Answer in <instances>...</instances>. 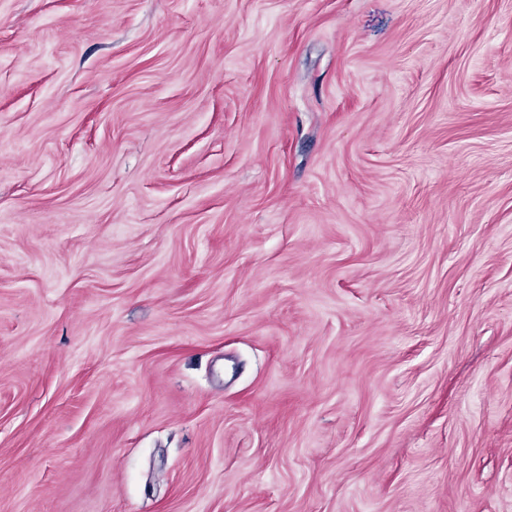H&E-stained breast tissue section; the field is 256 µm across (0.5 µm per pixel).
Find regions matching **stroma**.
<instances>
[{
  "mask_svg": "<svg viewBox=\"0 0 512 512\" xmlns=\"http://www.w3.org/2000/svg\"><path fill=\"white\" fill-rule=\"evenodd\" d=\"M0 512H512V0H0Z\"/></svg>",
  "mask_w": 512,
  "mask_h": 512,
  "instance_id": "35a3bbf8",
  "label": "stroma"
}]
</instances>
